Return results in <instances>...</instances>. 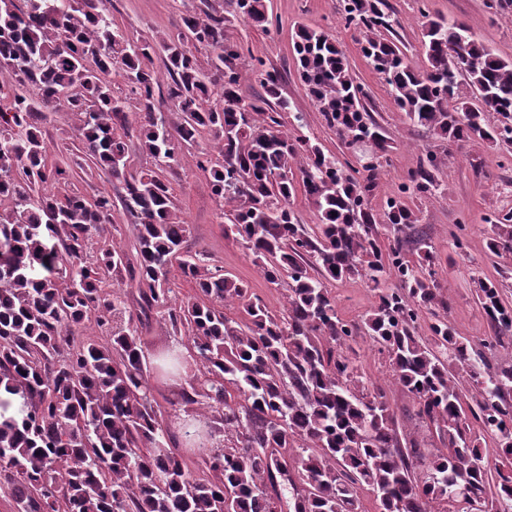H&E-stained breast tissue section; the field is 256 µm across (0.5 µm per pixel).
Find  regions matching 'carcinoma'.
Listing matches in <instances>:
<instances>
[{
	"label": "carcinoma",
	"mask_w": 512,
	"mask_h": 512,
	"mask_svg": "<svg viewBox=\"0 0 512 512\" xmlns=\"http://www.w3.org/2000/svg\"><path fill=\"white\" fill-rule=\"evenodd\" d=\"M182 17L161 43L172 79L170 111L155 108V46L114 25L103 0H0V480L17 512H359L372 490L380 512H512V364L486 352L512 345L504 281L477 278V302L493 335L479 345L448 322L433 247L410 258L416 233L410 198L440 188L448 156L431 151L385 202L392 234L382 244L369 202L388 162L389 141L373 119L350 62L325 32L293 35L297 73L350 158L325 153L305 134L281 93L279 72L224 35V7L251 25H271L266 0H225ZM387 0H340L345 24L399 109L427 133L453 142L512 144V60L468 25L420 10L425 67L411 66L391 31ZM210 49L206 64L191 47ZM263 93L240 94L243 71ZM119 77L121 96L112 86ZM136 111H131V105ZM51 112L76 115L83 160L118 183L116 194L59 195L70 176L50 159L40 125ZM218 156L199 147L203 132ZM374 141L364 164L355 144ZM142 152L152 165L127 176ZM196 166L219 203L224 237L245 245L265 278L286 285L270 313L247 284L184 249L167 174ZM302 191L318 224L291 206ZM134 218L117 237L112 210ZM489 254L512 255V213L486 218ZM361 277L377 295L370 314L347 321L327 283ZM196 295L177 301L176 278ZM397 279L399 287H387ZM128 280L127 296L107 282ZM236 307L243 318L224 314ZM429 335L417 334L422 311ZM157 316L186 339L183 411L202 406L224 425L214 446L165 424L147 382L140 329ZM95 325L105 343L73 333ZM385 356L393 383L441 448L404 435L385 390L361 371L356 346ZM500 461L489 484L484 435ZM197 445L189 472L179 436Z\"/></svg>",
	"instance_id": "obj_1"
}]
</instances>
